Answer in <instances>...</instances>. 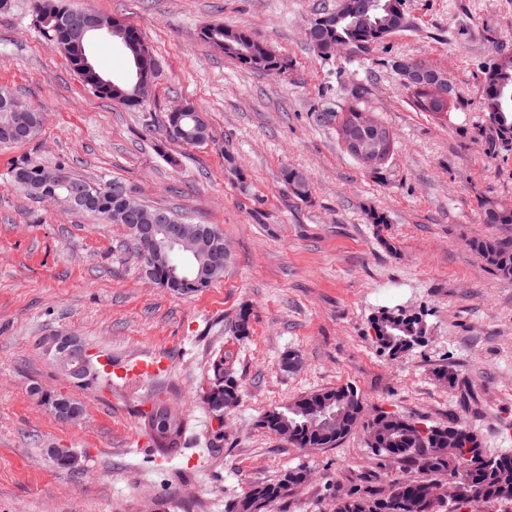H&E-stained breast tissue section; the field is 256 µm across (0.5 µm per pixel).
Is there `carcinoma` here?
<instances>
[{
  "instance_id": "1",
  "label": "carcinoma",
  "mask_w": 512,
  "mask_h": 512,
  "mask_svg": "<svg viewBox=\"0 0 512 512\" xmlns=\"http://www.w3.org/2000/svg\"><path fill=\"white\" fill-rule=\"evenodd\" d=\"M406 0H343L336 10L321 12L312 18L316 22L308 44L315 54L327 59L334 47L342 42L350 45L355 53H364L373 45L410 26L405 8ZM64 6V0H34V12L45 36L57 47L66 44L67 30L55 25L54 14ZM201 39L224 56L237 61L247 69L283 72L282 60L267 46L253 39L245 30L224 25H209L201 30ZM79 71L83 84L101 98L110 99L129 108L143 105L131 96L134 79L114 81L112 86L98 83L99 70L89 74L82 71V62L70 59ZM367 90L358 87L352 91L355 103L341 113L319 112L320 123H337L351 128L353 145L368 154H386L394 143L390 129L377 121L371 127L362 125L359 114ZM483 112L490 129L496 135L499 148H512V54L498 56L485 68L483 77ZM191 111L166 117L170 138L196 145L208 140L209 124L194 116L199 106L190 104ZM19 129H31L24 138L15 140L23 144L35 137L44 121L42 112H15L6 120L0 112V124L6 122ZM64 172V166L51 169L34 159H25L12 169L13 182L28 192V175H54ZM282 181L289 192L300 199L309 195L307 175L295 168L282 170ZM69 184L75 188H88L95 194L94 206L86 213L105 221L112 220L118 208L117 200L100 182L72 174ZM479 221L482 224H512V203L487 202L481 207ZM203 241L187 243L195 255V271L181 283L174 293L193 295L203 291L224 276V259L216 258L215 244L224 243L222 233L211 224H200ZM470 249L479 255L494 271L504 277L512 276V239L493 236L476 237L469 242ZM136 257L145 269L147 277L156 285L164 286L168 276L169 261L162 255L148 257L140 244H135ZM250 313L242 309L231 324L233 335H250ZM378 347L392 358H398L424 343L426 326L423 316L403 308H383L371 318ZM213 382L204 392L202 402L213 417L237 407L241 400V388L236 376L224 370V358L212 364ZM41 401L54 415L63 420L79 419L84 413L81 403L63 394H50L35 390ZM151 407L142 413L144 426L155 449L165 457L178 456L189 430L188 417L168 399L159 394L149 397ZM363 402L357 389L345 385L312 392L292 403L266 411L258 421L259 427L276 435H288V442L301 450L333 448L362 423ZM375 437L368 443L374 455L392 459L413 467L420 477L393 479L384 487L363 485L352 493L337 498L330 512H439L443 501L429 500L423 487L427 480H438V493L447 494L448 478L460 476L465 481V495L455 509L470 508L472 512H491L495 506L512 503V453L489 456V461L468 459L461 455L450 458L444 452L448 438L456 437L461 445L482 447L479 436L467 426L454 422L443 425H422L414 419L381 411L374 421ZM307 471L301 467L285 471L275 482L258 483L234 498L224 502V512H268V508L284 500L290 489L301 484Z\"/></svg>"
}]
</instances>
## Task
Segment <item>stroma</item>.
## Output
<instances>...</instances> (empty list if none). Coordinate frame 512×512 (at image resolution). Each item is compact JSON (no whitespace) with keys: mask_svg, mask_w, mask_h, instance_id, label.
<instances>
[{"mask_svg":"<svg viewBox=\"0 0 512 512\" xmlns=\"http://www.w3.org/2000/svg\"><path fill=\"white\" fill-rule=\"evenodd\" d=\"M338 0H68L133 24L158 75L138 109L95 96L34 23L33 0L0 11V87L44 114L30 142L0 146V512H224L225 499L301 465L309 482L269 512H328L336 494L404 477L373 455L356 428L333 448L302 451L258 425L267 410L308 393L354 386L365 418L388 411L426 424L455 419L488 454L512 452V277L494 272L472 238L512 237L478 220L486 202H512V151L493 149L482 111L483 71L512 52V0H407L413 27L363 56H316L304 26ZM247 30L285 62L259 72L199 37L208 24ZM88 52L113 80L129 78L123 45L93 38ZM433 61L452 87L446 112L416 111L397 61ZM395 136L376 169L345 150L319 112H342L351 91ZM208 114L201 145L170 140L171 107ZM64 164L92 181L120 180L148 204L221 230L232 250L223 278L181 296L151 283L127 228L34 199L12 180L25 158ZM304 171L307 199L289 194L284 168ZM386 214L369 223L366 212ZM422 313L424 346L393 359L375 342L379 308ZM251 333L229 327L241 309ZM70 333L113 367L162 353L159 375L119 388L80 387L43 342ZM296 356L295 367L283 359ZM241 385L219 451L202 404L212 362ZM457 376L455 387L437 371ZM84 407L59 420L31 387ZM161 391L192 424L179 460L151 456L139 417ZM51 448L78 456L62 468Z\"/></svg>","mask_w":512,"mask_h":512,"instance_id":"35a3bbf8","label":"stroma"}]
</instances>
